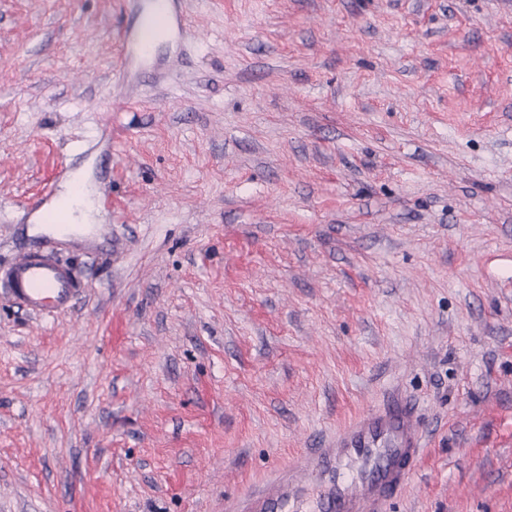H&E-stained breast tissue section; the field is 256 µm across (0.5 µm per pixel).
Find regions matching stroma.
Wrapping results in <instances>:
<instances>
[{"mask_svg":"<svg viewBox=\"0 0 512 512\" xmlns=\"http://www.w3.org/2000/svg\"><path fill=\"white\" fill-rule=\"evenodd\" d=\"M0 0V512H234L392 390L389 512H512V0ZM80 170L89 231L37 225ZM23 310L47 318L67 313L81 288L73 266L56 255L55 242L22 254L0 270V286Z\"/></svg>","mask_w":512,"mask_h":512,"instance_id":"1","label":"stroma"}]
</instances>
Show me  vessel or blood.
<instances>
[{"label": "vessel or blood", "instance_id": "1", "mask_svg": "<svg viewBox=\"0 0 512 512\" xmlns=\"http://www.w3.org/2000/svg\"><path fill=\"white\" fill-rule=\"evenodd\" d=\"M0 286L23 310L47 318L67 313L81 288L73 266L54 243L22 254L0 270ZM424 448L419 420L401 392L357 416L325 447L307 453L304 470L319 493L313 512H388L409 483ZM301 487L295 476L253 491L248 512H285Z\"/></svg>", "mask_w": 512, "mask_h": 512}]
</instances>
